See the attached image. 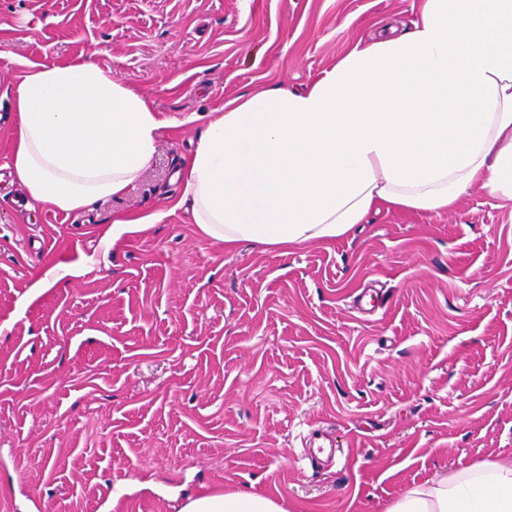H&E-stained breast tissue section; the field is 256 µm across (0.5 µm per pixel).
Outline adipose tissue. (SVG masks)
I'll use <instances>...</instances> for the list:
<instances>
[{"instance_id":"obj_1","label":"adipose tissue","mask_w":512,"mask_h":512,"mask_svg":"<svg viewBox=\"0 0 512 512\" xmlns=\"http://www.w3.org/2000/svg\"><path fill=\"white\" fill-rule=\"evenodd\" d=\"M9 163L31 199L73 212L134 188L162 120L87 60L35 66L13 96ZM199 231L231 249L341 238L371 210L441 212L482 189L512 204V0H423L410 27L357 42L306 89L205 117L178 174ZM179 512H285L249 491ZM386 512H512V460L443 472Z\"/></svg>"}]
</instances>
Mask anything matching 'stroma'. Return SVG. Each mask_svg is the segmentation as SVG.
I'll return each mask as SVG.
<instances>
[{"label":"stroma","mask_w":512,"mask_h":512,"mask_svg":"<svg viewBox=\"0 0 512 512\" xmlns=\"http://www.w3.org/2000/svg\"><path fill=\"white\" fill-rule=\"evenodd\" d=\"M421 0H0V512H178L258 492L287 512H384L435 474L512 457V209L370 212L288 251L203 236L176 174L193 118L309 86ZM88 58L167 122L128 193L20 209L11 97ZM162 212L119 241L114 218ZM52 274L56 287L31 283ZM377 282L370 316L350 305ZM342 450L312 470L301 441Z\"/></svg>","instance_id":"obj_1"}]
</instances>
